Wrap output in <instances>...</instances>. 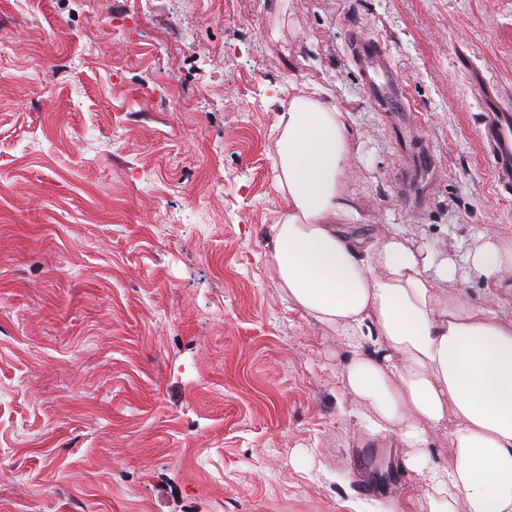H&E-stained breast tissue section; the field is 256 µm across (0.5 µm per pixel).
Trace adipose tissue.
<instances>
[{"mask_svg":"<svg viewBox=\"0 0 512 512\" xmlns=\"http://www.w3.org/2000/svg\"><path fill=\"white\" fill-rule=\"evenodd\" d=\"M275 133L288 213L269 229L274 269L298 306L357 351L346 387L368 428L411 448L408 465L437 512H512V316L491 298L438 292L443 280L503 284L512 250L486 240L459 265L413 250L392 229L351 240L336 226L354 215L340 189L350 157L343 113L298 98ZM444 428L452 458L433 466L428 432Z\"/></svg>","mask_w":512,"mask_h":512,"instance_id":"obj_1","label":"adipose tissue"}]
</instances>
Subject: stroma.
<instances>
[{"mask_svg":"<svg viewBox=\"0 0 512 512\" xmlns=\"http://www.w3.org/2000/svg\"><path fill=\"white\" fill-rule=\"evenodd\" d=\"M356 32L412 105L414 192ZM314 94L348 114L343 235L512 248L482 143L512 0H0V512H425L345 390L354 349L272 269L274 127ZM414 138L408 136L403 163L397 172L399 179L409 186L418 184L430 165L426 150L421 144L414 142Z\"/></svg>","mask_w":512,"mask_h":512,"instance_id":"obj_1","label":"stroma"}]
</instances>
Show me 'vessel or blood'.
<instances>
[{"mask_svg":"<svg viewBox=\"0 0 512 512\" xmlns=\"http://www.w3.org/2000/svg\"><path fill=\"white\" fill-rule=\"evenodd\" d=\"M353 54L365 73L368 90L374 100L383 102L390 113L410 115V104L406 98L391 58L384 46L376 40L357 38ZM483 138L494 158L498 178L504 188H512V112L486 113ZM430 165L426 150L414 140H407L403 163L397 172L399 179L413 186Z\"/></svg>","mask_w":512,"mask_h":512,"instance_id":"b4317fda","label":"vessel or blood"}]
</instances>
